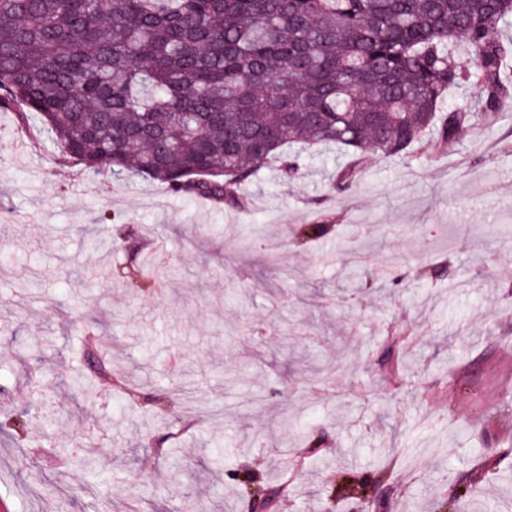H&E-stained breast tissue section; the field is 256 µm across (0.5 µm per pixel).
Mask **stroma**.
I'll list each match as a JSON object with an SVG mask.
<instances>
[{
  "label": "stroma",
  "mask_w": 512,
  "mask_h": 512,
  "mask_svg": "<svg viewBox=\"0 0 512 512\" xmlns=\"http://www.w3.org/2000/svg\"><path fill=\"white\" fill-rule=\"evenodd\" d=\"M345 161L263 169L232 208L60 165L0 110V423L28 424L0 441V512L512 500V106L429 159L369 151L348 186Z\"/></svg>",
  "instance_id": "1"
}]
</instances>
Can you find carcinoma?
Wrapping results in <instances>:
<instances>
[{
  "instance_id": "cac0c4a2",
  "label": "carcinoma",
  "mask_w": 512,
  "mask_h": 512,
  "mask_svg": "<svg viewBox=\"0 0 512 512\" xmlns=\"http://www.w3.org/2000/svg\"><path fill=\"white\" fill-rule=\"evenodd\" d=\"M511 60L512 0H0V109L60 163L235 207L291 144L344 150L347 185L368 148L446 151L498 119Z\"/></svg>"
}]
</instances>
